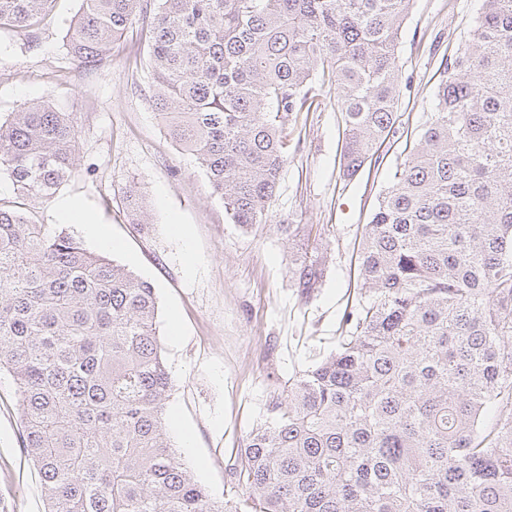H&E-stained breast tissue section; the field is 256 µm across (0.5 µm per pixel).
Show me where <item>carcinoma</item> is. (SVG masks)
I'll list each match as a JSON object with an SVG mask.
<instances>
[{
	"label": "carcinoma",
	"instance_id": "cac0c4a2",
	"mask_svg": "<svg viewBox=\"0 0 512 512\" xmlns=\"http://www.w3.org/2000/svg\"><path fill=\"white\" fill-rule=\"evenodd\" d=\"M56 0H0L29 30ZM145 0H82L67 49L108 56ZM413 0H158L154 110L236 224L267 221L286 123L336 90L342 175L399 132L397 48ZM78 121L50 103L0 120L22 200L76 170ZM308 293L321 269H291ZM368 300L240 449L255 512H512V0H478L433 109L379 196L358 257ZM155 288L66 230L0 206V372L46 512H232L164 426L172 380Z\"/></svg>",
	"mask_w": 512,
	"mask_h": 512
}]
</instances>
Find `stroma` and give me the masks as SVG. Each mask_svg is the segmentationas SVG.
Here are the masks:
<instances>
[{"label":"stroma","mask_w":512,"mask_h":512,"mask_svg":"<svg viewBox=\"0 0 512 512\" xmlns=\"http://www.w3.org/2000/svg\"><path fill=\"white\" fill-rule=\"evenodd\" d=\"M156 7L148 0L142 20L96 63L74 61L66 50L81 0H56L35 33L0 30V117L43 100L76 113L77 171L53 197L30 203V217L66 227L95 252L99 246L82 226L63 220L68 206L88 210L114 243L111 258L153 285L173 383L166 428L212 497L235 506L248 496L233 474L239 448L252 430L273 421L289 379L335 350L343 318L360 301L356 249L477 2L414 0L398 44L409 131L387 141L352 179L342 176V119L333 90L323 87L310 111L294 113L268 221L250 227L231 221L196 158L166 134L152 106L148 36ZM131 188L145 202L141 224L127 209ZM283 221L295 225V237L281 232ZM177 224L185 235L174 232ZM306 255L318 259L322 275L304 295L290 270ZM45 509L41 476L22 446L15 385L4 372L0 512Z\"/></svg>","instance_id":"obj_1"}]
</instances>
